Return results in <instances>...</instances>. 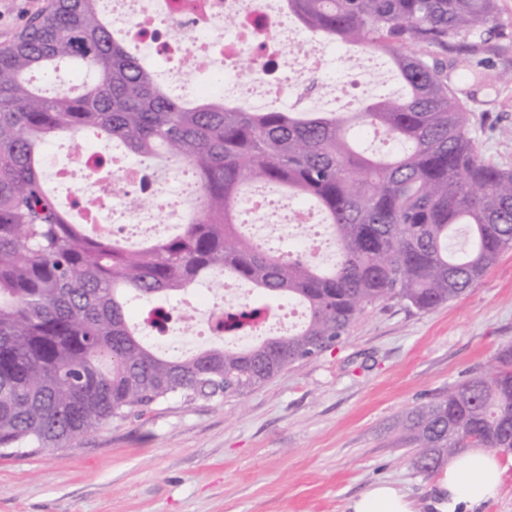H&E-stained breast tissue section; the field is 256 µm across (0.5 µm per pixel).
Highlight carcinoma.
Returning <instances> with one entry per match:
<instances>
[{
	"label": "carcinoma",
	"instance_id": "cac0c4a2",
	"mask_svg": "<svg viewBox=\"0 0 512 512\" xmlns=\"http://www.w3.org/2000/svg\"><path fill=\"white\" fill-rule=\"evenodd\" d=\"M285 2L309 34L387 55L405 95L338 115L253 112L221 97L193 104L114 36L99 0H50L0 46L1 453L71 447L105 421L173 396L244 395L335 346L370 306L397 300L429 312L463 296L512 248V169L485 157L439 55L468 56L465 83H512L511 68L494 72L485 60L505 36L497 0ZM61 61L93 71L82 93L34 86V72ZM363 129L395 151L355 150L349 134ZM87 130L150 170L195 171L194 208L179 235L130 249L85 234L58 207L45 187L43 140ZM252 183L316 201L338 244L331 267L242 233L239 204ZM461 230L465 245L453 249ZM226 275L297 301L306 320L247 347L226 344L266 309L250 303L216 323L211 347L171 359L127 318L132 298ZM401 428L423 475L467 448L511 453L512 344L411 409Z\"/></svg>",
	"mask_w": 512,
	"mask_h": 512
}]
</instances>
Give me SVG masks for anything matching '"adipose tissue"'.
<instances>
[{
	"mask_svg": "<svg viewBox=\"0 0 512 512\" xmlns=\"http://www.w3.org/2000/svg\"><path fill=\"white\" fill-rule=\"evenodd\" d=\"M506 468L490 451L471 448L455 456L434 484L429 512H482L505 482ZM347 512H420L421 507L389 482H379L348 501Z\"/></svg>",
	"mask_w": 512,
	"mask_h": 512,
	"instance_id": "1",
	"label": "adipose tissue"
}]
</instances>
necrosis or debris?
Returning <instances> with one entry per match:
<instances>
[{"label":"necrosis or debris","instance_id":"necrosis-or-debris-1","mask_svg":"<svg viewBox=\"0 0 512 512\" xmlns=\"http://www.w3.org/2000/svg\"><path fill=\"white\" fill-rule=\"evenodd\" d=\"M156 0H112V22L137 46L158 55L178 58L181 66H209L220 56L224 69L214 80L222 85L229 105L248 101L253 106H269L297 97L310 80L322 77L323 95L341 108L358 104L351 92L369 74L368 59L351 56L348 79L324 77L325 46L314 39L301 38L297 31H284V9L274 8L272 0H165L162 21L154 19ZM58 189L76 202L98 231L109 237L122 232L149 238L156 223L179 224V205L158 185L143 167L122 166L90 151H78L54 175ZM152 196V206L129 207L134 196ZM267 189L252 192L242 209L250 215L258 237L305 231L303 250L311 257L321 256L324 243L309 235L316 221L311 208L282 202L272 210Z\"/></svg>","mask_w":512,"mask_h":512}]
</instances>
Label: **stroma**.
Returning <instances> with one entry per match:
<instances>
[{"instance_id":"obj_1","label":"stroma","mask_w":512,"mask_h":512,"mask_svg":"<svg viewBox=\"0 0 512 512\" xmlns=\"http://www.w3.org/2000/svg\"><path fill=\"white\" fill-rule=\"evenodd\" d=\"M48 0H0V45ZM486 157L512 168V84L469 99ZM512 343V250L461 298L420 312L367 308L320 357L247 395L172 397L112 419L71 448L0 455V512H345L389 481L418 504L398 422Z\"/></svg>"}]
</instances>
